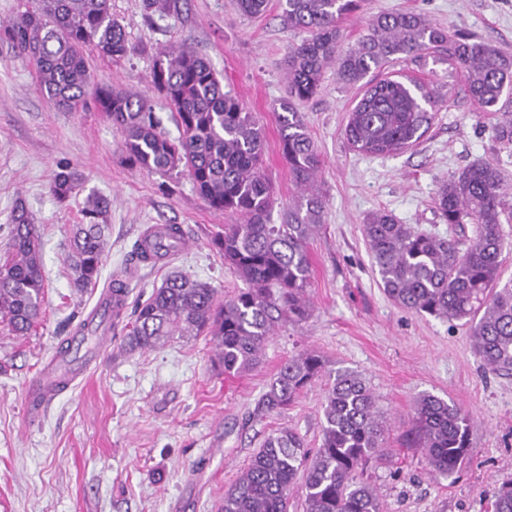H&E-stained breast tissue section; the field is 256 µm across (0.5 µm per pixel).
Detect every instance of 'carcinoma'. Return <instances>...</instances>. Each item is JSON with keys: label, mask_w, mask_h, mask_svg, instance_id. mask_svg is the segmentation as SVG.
Returning <instances> with one entry per match:
<instances>
[{"label": "carcinoma", "mask_w": 512, "mask_h": 512, "mask_svg": "<svg viewBox=\"0 0 512 512\" xmlns=\"http://www.w3.org/2000/svg\"><path fill=\"white\" fill-rule=\"evenodd\" d=\"M150 13L178 17L177 0H143ZM24 10L0 25L7 41L34 66L47 101L65 112L94 103L124 135L127 160L148 172H185L210 208L241 219L224 225L214 245L245 287L218 300L211 284L174 273L134 308L125 346L152 350L175 336L206 331L215 342V362L226 374L255 367L264 347L284 322L310 316L308 243L322 223L324 200L315 188L322 159L296 105L310 99L325 69L359 87L345 136L366 156L399 153L416 144L434 120L437 96L408 79L379 75L388 63L417 58L448 46L452 64L466 73V92L482 108L497 107L512 88V54L482 41L458 40L415 12L374 16L358 43L341 46L339 21L359 0H281L285 25L310 33L288 52L287 96L281 102V150L301 193L271 223L275 199L262 172L263 127L238 98L224 90L210 61L186 48L164 52L166 62L151 72L152 86L168 102L179 135L161 127L147 97L95 82L85 57L88 48L119 61L129 55L128 35L112 17V0H23ZM82 178L59 166L50 192L60 202L75 196ZM504 188L499 168L482 162L448 178L435 204L451 227L473 225L463 238L440 237L401 223L380 210L361 225L372 266L386 295L416 313L468 326L473 349L494 373L512 375V279L500 283L503 253L512 247L501 225ZM111 202L89 197L73 225L69 268L79 290L100 277L110 224ZM11 243L0 258V320L15 336H27L41 321L45 270L37 226L17 202ZM184 244L179 225L152 237L147 262L174 255ZM326 375L323 357L303 351L285 362L255 405L266 417L292 405ZM322 402L321 443L310 454L304 438L282 428L268 435L248 466L224 493L221 512H288L296 481L305 491V512H383L374 489L357 480L368 461L386 452L387 418L366 380L339 369L329 375ZM412 447L431 468L455 474L467 459L471 421L453 401L431 394L416 402ZM492 512H512V482L494 488Z\"/></svg>", "instance_id": "carcinoma-1"}]
</instances>
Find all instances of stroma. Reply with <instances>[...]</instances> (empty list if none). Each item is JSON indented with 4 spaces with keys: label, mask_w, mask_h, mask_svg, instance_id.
<instances>
[{
    "label": "stroma",
    "mask_w": 512,
    "mask_h": 512,
    "mask_svg": "<svg viewBox=\"0 0 512 512\" xmlns=\"http://www.w3.org/2000/svg\"><path fill=\"white\" fill-rule=\"evenodd\" d=\"M413 11L448 30L512 54V0H362L340 24L343 47L355 45L372 16ZM133 52L119 62L87 51L95 77L145 94L170 136L178 131L164 97L149 83L160 52L187 46L207 57L244 107L265 128L263 169L277 206L299 190L280 150L277 119L285 95V60L299 31L286 27L279 0L247 17L235 0H179V15L147 14L143 0H112ZM437 91L440 102L425 135L408 150L359 154L344 128L360 91L327 69L317 94L297 106L323 161L316 186L325 200L320 229L309 243L311 314L283 324L254 369L227 375L214 365L209 337L174 338L151 351H129L125 315L112 340L83 373L56 395L39 420L28 414L27 384L96 307L104 289L121 279L128 305L145 298L174 272L211 283L220 296L242 288L212 239L232 215L215 211L186 173L162 175L132 167L124 136L101 113L60 112L42 95L32 65L0 41V254L9 239L16 202H24L42 238L46 273L44 318L27 336L0 323V512H220L264 439L288 427L309 451L321 440L318 381L278 414L255 417L256 401L283 363L301 351L320 354L329 371L351 369L371 386L389 421L387 453L363 480L384 512H490L495 486L512 481V375L485 369L460 322L417 315L385 294L361 233L374 211L394 214L441 236L451 233L435 205L448 177L478 161L502 172L512 240V145L500 143L499 124L512 119V93L485 111L466 91V76L446 48L387 64ZM83 178L79 194L58 202L49 186L59 165ZM110 199L111 224L100 278L77 290L68 266L69 227L85 200ZM180 225L183 248L164 261H135L147 225ZM453 400L472 423L471 447L458 474L440 475L408 447L417 398Z\"/></svg>",
    "instance_id": "obj_1"
}]
</instances>
